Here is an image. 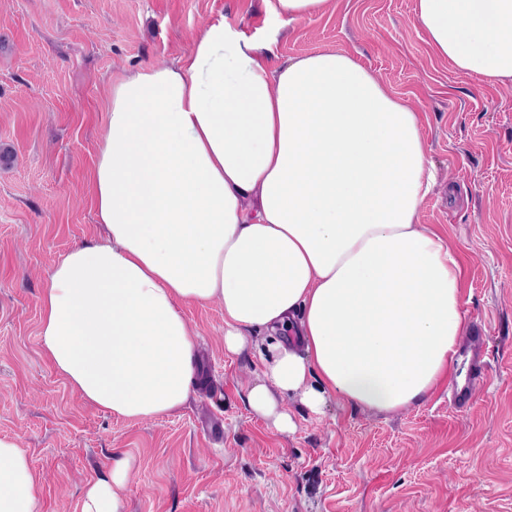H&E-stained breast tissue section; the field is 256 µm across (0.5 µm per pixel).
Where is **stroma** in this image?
Segmentation results:
<instances>
[{
    "mask_svg": "<svg viewBox=\"0 0 512 512\" xmlns=\"http://www.w3.org/2000/svg\"><path fill=\"white\" fill-rule=\"evenodd\" d=\"M414 0H332L290 24L270 0H0V436L29 457L41 512H81L82 492L125 455V512H512V86L458 75L413 24ZM277 38L279 61L349 53L416 106L436 181L419 215L463 266L468 330L451 390L395 413L285 401L277 430L246 392L253 351L224 350V310L184 307L204 383L180 412L124 419L87 405L39 344L47 275L98 226L88 176L114 75L188 55L204 22ZM478 352L482 376L470 375Z\"/></svg>",
    "mask_w": 512,
    "mask_h": 512,
    "instance_id": "1",
    "label": "stroma"
}]
</instances>
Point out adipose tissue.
Segmentation results:
<instances>
[{
  "label": "adipose tissue",
  "mask_w": 512,
  "mask_h": 512,
  "mask_svg": "<svg viewBox=\"0 0 512 512\" xmlns=\"http://www.w3.org/2000/svg\"><path fill=\"white\" fill-rule=\"evenodd\" d=\"M414 24L457 72L512 83V0H414ZM417 112L345 52L277 62L226 19L189 56L113 79L90 175L93 242L40 298V346L93 407L170 415L197 378L182 306L224 308V349L266 383L247 402L329 399L392 412L430 398L466 334L462 262L419 223L433 184ZM129 458L85 487L82 512H123ZM41 486L0 437V512H39Z\"/></svg>",
  "instance_id": "obj_1"
}]
</instances>
